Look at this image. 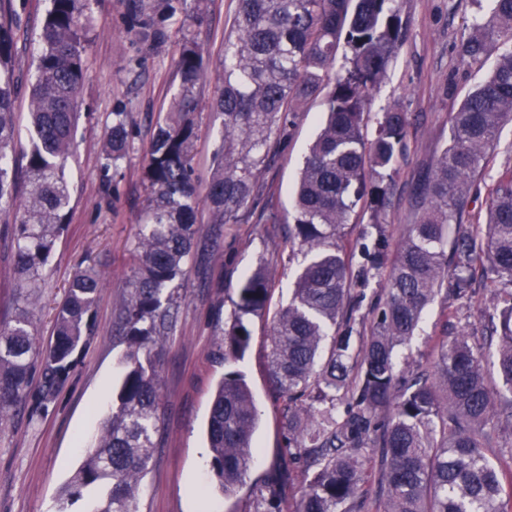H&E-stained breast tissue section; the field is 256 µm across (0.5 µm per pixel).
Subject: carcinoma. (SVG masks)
<instances>
[{"instance_id": "1", "label": "carcinoma", "mask_w": 512, "mask_h": 512, "mask_svg": "<svg viewBox=\"0 0 512 512\" xmlns=\"http://www.w3.org/2000/svg\"><path fill=\"white\" fill-rule=\"evenodd\" d=\"M188 0H124L125 32L158 49L175 24L199 14ZM224 42L223 82L211 111L222 118L205 190L195 176L196 112L206 71L203 50L184 35L176 63L177 92L155 133L143 167L150 193L132 250L128 293L115 326L126 344L117 404L96 443L59 497L67 512L95 490L88 512H138L141 481L164 424L158 367L178 320V287L193 257L204 205L213 224H236L248 204L261 220L281 223L274 194L259 173L285 146L286 128L311 99L323 97L326 118L300 172L288 236L309 259L296 271L288 305L273 316L268 375L282 399L289 463L304 489L296 512H512V167L486 185L484 235L468 223L467 205L492 161L501 126L512 121V49L465 96L450 118V143L412 190L417 221L401 229L393 263L385 203L407 152L408 113L389 106L369 125L370 97L403 42L397 0H235ZM490 12L461 32L456 48L483 65L498 41L512 43V0H492ZM38 34L31 84L28 147L18 139L17 88L11 69L14 0H0V208L17 194V163L27 178L19 217L3 225L16 280L12 313L0 320V430L24 407L32 415L69 382L76 355L94 333L101 282L92 268L76 273L55 313L44 346L33 341V313L43 269L70 215L65 169L74 151L78 95L86 67L90 0H50ZM351 54L330 78L340 45ZM134 138L130 113L119 104L104 145V177L118 176ZM369 204L362 246L342 241L355 208ZM481 266L495 301L483 311L497 382L484 353L461 331L442 342L429 368L396 369L423 311L452 280L470 298L469 270ZM383 277L382 297L368 311L373 326L353 336L359 302L352 286ZM270 273L260 263L242 279L224 319L229 366L208 421L211 472L224 496L246 483L256 455L258 414L244 375L232 368L252 340L251 317L269 310ZM40 373L39 395L28 385ZM283 485L267 484L257 512H283Z\"/></svg>"}]
</instances>
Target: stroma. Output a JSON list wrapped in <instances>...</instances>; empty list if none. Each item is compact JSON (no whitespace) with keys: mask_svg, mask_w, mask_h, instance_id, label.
Wrapping results in <instances>:
<instances>
[{"mask_svg":"<svg viewBox=\"0 0 512 512\" xmlns=\"http://www.w3.org/2000/svg\"><path fill=\"white\" fill-rule=\"evenodd\" d=\"M49 7V0H24L18 7L13 75L19 85L14 108L21 113L29 108L36 33ZM490 7V0H399L407 37L369 106L374 113L397 104L409 118L407 155L399 164L385 210L392 230L413 222L414 184L447 146L450 114L487 75L486 69L462 63L454 42L475 16ZM234 8L235 0H203L202 21L193 29L209 62L197 113L195 168L203 183L221 137V121L211 110V100L222 81L220 59ZM123 13V0L90 4L77 149L67 166L70 222L43 270L34 316L36 340L45 343L53 331L55 308L73 275L91 264L103 282L94 307V334L77 357L70 383L45 411L34 417L18 412L0 431V512H56L62 487L80 468L86 443L121 383L119 360L125 346L113 327L127 290L130 254L147 197L142 170L156 119L167 111L177 89L175 61L182 40L175 32L160 50L138 47L124 31ZM120 103L131 114L135 138L120 177L111 184L103 176L102 149L112 112ZM323 110L322 99L308 102L298 112L285 147L261 172V183L279 198L282 223H261L254 207L243 210L236 224L210 223L203 208L197 213L203 231L178 289L177 329L160 365L165 421L153 463L142 480L139 512H255L259 489L270 479L285 480L287 508H296L303 483L288 466V433L281 422L279 395L267 377V355L271 312L287 305L302 260L284 222L292 217L295 183ZM261 262L273 273L271 312L252 318L250 347L236 364L259 410L254 436L258 455L245 484L227 499L212 484L206 428L214 390L225 372L224 318L243 275ZM474 288L472 300L438 299L425 309L412 340L397 351L399 369L431 365L439 343L455 327L481 344L480 313L491 291L480 278Z\"/></svg>","mask_w":512,"mask_h":512,"instance_id":"1","label":"stroma"}]
</instances>
